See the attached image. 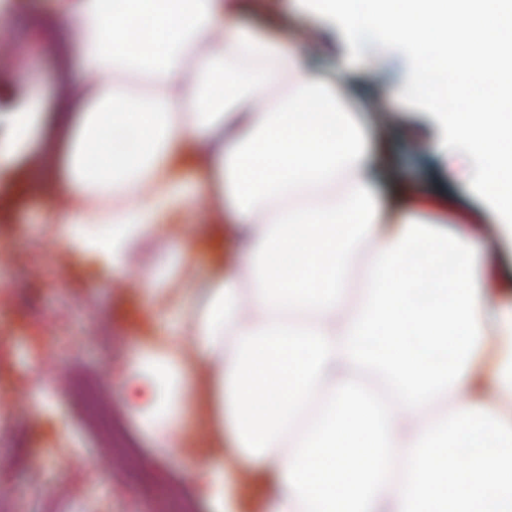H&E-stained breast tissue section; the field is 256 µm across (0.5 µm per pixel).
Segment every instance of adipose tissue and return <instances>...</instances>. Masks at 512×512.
<instances>
[{
	"instance_id": "1",
	"label": "adipose tissue",
	"mask_w": 512,
	"mask_h": 512,
	"mask_svg": "<svg viewBox=\"0 0 512 512\" xmlns=\"http://www.w3.org/2000/svg\"><path fill=\"white\" fill-rule=\"evenodd\" d=\"M239 7L53 0L38 27L63 37L50 104L31 111L0 83V188L17 199L54 181L68 200L54 237L97 268L91 292L134 272L152 297L156 270L132 266L154 229L193 202L231 216L235 266L177 294L169 321L150 316L152 339L112 377L163 448L184 449L207 401L195 494L214 512L233 506L228 435L272 476L275 512H512V350L490 399L462 391L489 335L512 342V312L483 319L479 247L415 208L381 234L387 192L370 132L341 105L346 61L316 68L238 28ZM317 20L354 51H411L419 77L390 99L420 95L449 125L429 150L512 238V0H329ZM125 74L154 92L131 94ZM369 372L390 392L364 386Z\"/></svg>"
}]
</instances>
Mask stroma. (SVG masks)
I'll list each match as a JSON object with an SVG mask.
<instances>
[{"mask_svg": "<svg viewBox=\"0 0 512 512\" xmlns=\"http://www.w3.org/2000/svg\"><path fill=\"white\" fill-rule=\"evenodd\" d=\"M49 9V0H17V10L0 22V71L25 72L19 94L37 93L49 98L56 70L29 18ZM240 24L262 27L280 40L300 42L308 56L327 68L349 48L344 40L325 46L312 9L296 0H252ZM377 58L376 71L352 65L344 81L348 107L360 111L376 139L378 165L384 177L412 193L421 183L447 178L445 164L430 154L426 144L444 137L423 98L385 103L391 83H410L416 77L413 61L400 47ZM406 113L404 128H396L395 112ZM56 200L37 195L25 200L10 218L6 234L11 247L0 256V288L9 299L0 305V368L10 379L4 390L12 403L0 431V457L13 459L12 468L0 470V484L10 492L0 496V512H84L87 502H109L110 512H174L166 494L167 482L188 487L194 462L158 448L139 420L124 417L127 434L137 436L140 458H151L155 482L130 478L122 467L103 465L97 456L98 442L82 407L55 380L56 372L78 366L99 373L101 365L117 367L132 350V336L111 326L105 316L115 300L114 291L84 292L80 279L65 283L69 256L56 244L46 215ZM427 222L448 230H468L488 243L481 269L485 307L512 309V239L491 226L484 198L467 185H450L440 193L437 205L424 208ZM165 258L160 289L204 287L207 260L196 253L185 256L179 232L164 230L157 241L140 251V265Z\"/></svg>", "mask_w": 512, "mask_h": 512, "instance_id": "obj_1", "label": "stroma"}]
</instances>
